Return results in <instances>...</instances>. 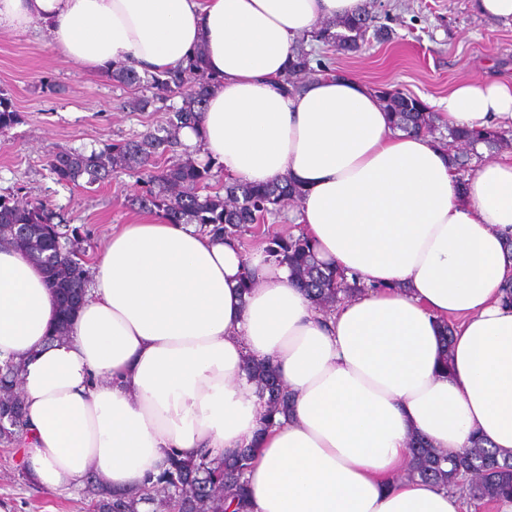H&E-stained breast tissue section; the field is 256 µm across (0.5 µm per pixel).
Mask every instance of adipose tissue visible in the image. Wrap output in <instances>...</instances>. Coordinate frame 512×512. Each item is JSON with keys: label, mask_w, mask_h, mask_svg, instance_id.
Here are the masks:
<instances>
[{"label": "adipose tissue", "mask_w": 512, "mask_h": 512, "mask_svg": "<svg viewBox=\"0 0 512 512\" xmlns=\"http://www.w3.org/2000/svg\"><path fill=\"white\" fill-rule=\"evenodd\" d=\"M364 3L0 0V31L42 25L83 67L157 73L204 53L214 82L184 147L231 179L292 177L293 223L362 288L319 312L265 251L157 216L109 236L60 336L43 269L0 242V364L20 366L25 468L45 491L92 475L133 492L172 455L251 445L252 512H462L460 494L398 478L411 436L448 453L482 438L512 459V158L461 182L361 81L280 84L297 37ZM444 103L440 126L512 128L510 84L464 82ZM250 358L276 363L293 399L266 428Z\"/></svg>", "instance_id": "ef3b65f1"}]
</instances>
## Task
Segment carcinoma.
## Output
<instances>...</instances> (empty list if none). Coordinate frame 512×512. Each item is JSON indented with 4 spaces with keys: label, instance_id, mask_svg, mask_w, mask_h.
<instances>
[{
    "label": "carcinoma",
    "instance_id": "obj_1",
    "mask_svg": "<svg viewBox=\"0 0 512 512\" xmlns=\"http://www.w3.org/2000/svg\"><path fill=\"white\" fill-rule=\"evenodd\" d=\"M375 15L365 8L352 17L338 19L313 32L322 44L346 52H356L363 45L369 28L383 37L388 31L374 27ZM311 53L303 45L293 48V60L284 83L294 87L295 79L312 70ZM112 78L126 85L146 83L152 96L133 104L141 112L162 95L183 91L182 105L168 111L165 123L135 138L112 142L105 149L86 155L59 150L48 157V167L56 182L76 183L87 177L86 184H100L112 178L116 167L136 170L146 185L142 193L129 200V206L141 212H159L174 224H198L203 230L232 237L249 232L263 237L266 252L276 261L288 265L296 285L304 289L320 310L328 311L341 300L361 291L355 281L320 262L303 235H284L270 230L267 216L287 200H300L302 193L290 177L266 184H251L216 179L214 164L191 159L170 161L181 146V129L198 121L203 112L205 88L211 81L203 55L189 66L151 73L141 78L133 65L112 70ZM380 99L393 126L406 133H440L449 151L451 167L458 173L471 167L479 154L463 153L455 142L483 144L497 150L506 143L505 134L495 128L441 129L435 116L415 97L398 90L379 89ZM18 120L9 99L0 92V133ZM69 223L65 214L39 200L19 203L0 195V240H9L42 264L47 282L54 291L58 306V333H63L79 307L87 279L83 265L74 259V250L65 231ZM247 376L254 382L264 401L263 424L275 416L288 415L291 394L281 381L278 367L270 360L249 359ZM7 414L0 426V441L11 442L24 426L22 400L15 395L3 403ZM409 466L404 476L430 480L448 490H459L477 505L493 506L512 498V462L499 460L492 448L477 439L473 446L456 455H447L433 447L424 437L414 436L409 446ZM254 449L236 448L211 457L202 453L195 458L173 456L156 478L148 479L135 494H117L88 483L86 493L97 498V512H139L141 503L156 504L164 512H250L245 475L251 467Z\"/></svg>",
    "mask_w": 512,
    "mask_h": 512
}]
</instances>
